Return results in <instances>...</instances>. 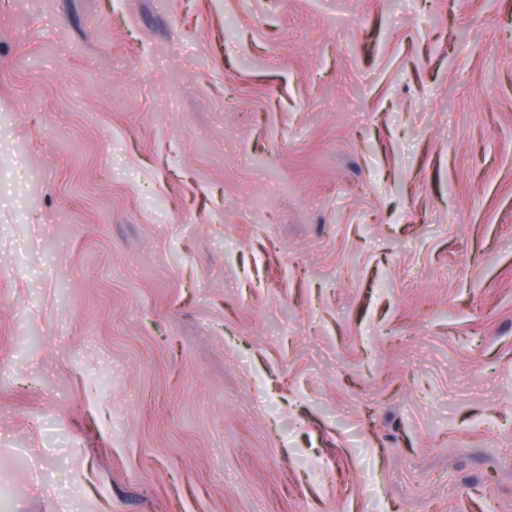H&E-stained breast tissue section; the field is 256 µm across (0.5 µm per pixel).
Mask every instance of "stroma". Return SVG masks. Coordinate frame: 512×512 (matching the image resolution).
<instances>
[{
  "instance_id": "1",
  "label": "stroma",
  "mask_w": 512,
  "mask_h": 512,
  "mask_svg": "<svg viewBox=\"0 0 512 512\" xmlns=\"http://www.w3.org/2000/svg\"><path fill=\"white\" fill-rule=\"evenodd\" d=\"M7 512H512V0H0Z\"/></svg>"
}]
</instances>
